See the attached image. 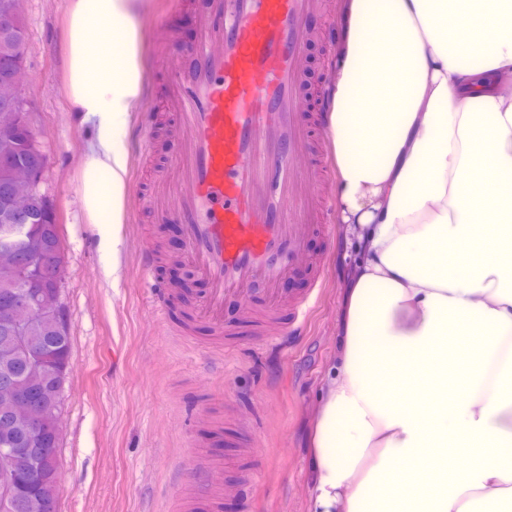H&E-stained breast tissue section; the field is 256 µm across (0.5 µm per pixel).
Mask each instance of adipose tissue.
<instances>
[{
    "label": "adipose tissue",
    "instance_id": "1",
    "mask_svg": "<svg viewBox=\"0 0 512 512\" xmlns=\"http://www.w3.org/2000/svg\"><path fill=\"white\" fill-rule=\"evenodd\" d=\"M143 12L67 8L66 107L94 128L83 213L116 234ZM338 23L325 122L337 221L359 256L314 424L310 512H512V0H341ZM104 26L108 46L90 39ZM484 209L497 221L480 233ZM450 374L448 398L436 386Z\"/></svg>",
    "mask_w": 512,
    "mask_h": 512
}]
</instances>
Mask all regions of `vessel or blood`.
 Here are the masks:
<instances>
[{
  "label": "vessel or blood",
  "mask_w": 512,
  "mask_h": 512,
  "mask_svg": "<svg viewBox=\"0 0 512 512\" xmlns=\"http://www.w3.org/2000/svg\"><path fill=\"white\" fill-rule=\"evenodd\" d=\"M328 0H211L199 14L200 36L186 54L191 67L165 66L170 95L140 115L144 152L168 121L170 179L153 183L158 212L184 232V260L204 291L184 317L171 286L157 276L156 249L145 245L139 267L159 321L190 337L186 319L220 338L228 332L285 336L296 331L309 301L287 302L280 284L297 266H322L309 243L327 233L328 203L316 186L328 176L319 149L323 102L331 85L303 88L307 48L328 42ZM239 323L228 329L227 303Z\"/></svg>",
  "instance_id": "b4317fda"
}]
</instances>
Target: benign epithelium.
I'll list each match as a JSON object with an SVG mask.
<instances>
[{"label":"benign epithelium","instance_id":"benign-epithelium-1","mask_svg":"<svg viewBox=\"0 0 512 512\" xmlns=\"http://www.w3.org/2000/svg\"><path fill=\"white\" fill-rule=\"evenodd\" d=\"M22 0H10L6 11L0 13V54L7 55L8 40L17 30L22 17ZM27 82L26 66L14 63L8 77L0 82V133L13 139L19 127L34 136L24 98ZM29 162L14 164L4 169L0 186V216L11 224H32L39 221L33 199L41 192L43 174L48 166V156L32 151ZM50 265L54 288L48 292L34 293L22 286L23 280L34 270ZM65 268L64 257L57 254L48 258L43 243L37 239L26 240L19 248L0 254V273L13 282V289L0 302V334L9 342L30 345V331L40 320L58 318V328L67 330V321L61 319V286ZM0 393L10 401V412L0 418V426L9 428L16 423L25 427L5 448H0V512H24L29 502L22 496V477L15 468L18 459L24 458L40 470L53 462V449L41 445L40 436L47 417L56 412L58 405H46L32 389L17 385L5 373L0 376Z\"/></svg>","mask_w":512,"mask_h":512}]
</instances>
